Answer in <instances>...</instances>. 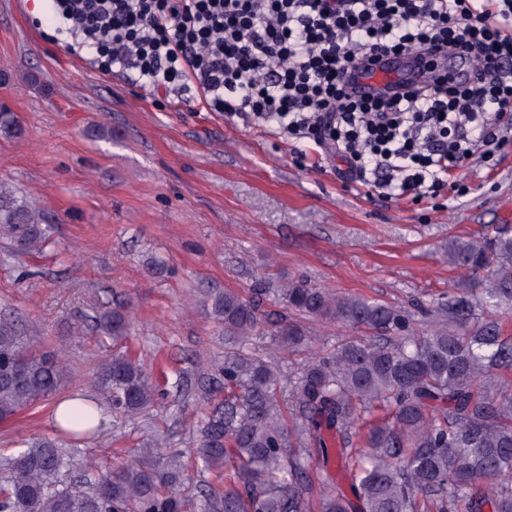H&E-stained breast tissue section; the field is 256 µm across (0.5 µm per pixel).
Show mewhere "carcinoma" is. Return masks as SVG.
Wrapping results in <instances>:
<instances>
[{"label":"carcinoma","mask_w":512,"mask_h":512,"mask_svg":"<svg viewBox=\"0 0 512 512\" xmlns=\"http://www.w3.org/2000/svg\"><path fill=\"white\" fill-rule=\"evenodd\" d=\"M22 127L0 113V135ZM0 233L19 251L39 250L46 229L32 202L0 187ZM448 266L463 270L454 287L417 306L421 326L398 306L314 287L303 280L260 285L245 299L232 288L202 290L208 314L224 325L219 380L224 400L196 430L206 470L227 469L224 487L198 492L180 456L161 444L109 472L86 468L55 438L0 453V512H311L316 471L318 512H512V232L489 240L448 241ZM286 313L269 322L271 340L298 371L249 347L262 304ZM368 330L346 336L308 360L296 317ZM98 328L113 340L129 335L120 310L102 312ZM31 330L0 317V424L56 394L68 368L32 347ZM97 389L112 412H145L162 393L142 364L117 352L97 370ZM380 407L384 414L373 415ZM98 406L74 404L57 428L92 437Z\"/></svg>","instance_id":"1"}]
</instances>
